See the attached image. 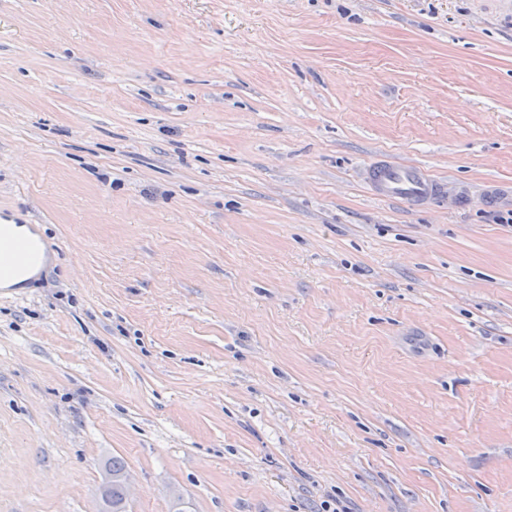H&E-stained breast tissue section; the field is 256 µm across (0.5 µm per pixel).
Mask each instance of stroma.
<instances>
[{
	"label": "stroma",
	"instance_id": "stroma-1",
	"mask_svg": "<svg viewBox=\"0 0 512 512\" xmlns=\"http://www.w3.org/2000/svg\"><path fill=\"white\" fill-rule=\"evenodd\" d=\"M472 187L412 211L378 155ZM503 0H0V512H512ZM110 474L112 475V482L107 486L105 485L101 491V499L107 495L110 506L107 510L110 512H126L127 505V488L120 481V477L126 475V466L119 458H112L109 466ZM105 507L100 512H105Z\"/></svg>",
	"mask_w": 512,
	"mask_h": 512
}]
</instances>
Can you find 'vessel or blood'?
Wrapping results in <instances>:
<instances>
[{
	"instance_id": "obj_1",
	"label": "vessel or blood",
	"mask_w": 512,
	"mask_h": 512,
	"mask_svg": "<svg viewBox=\"0 0 512 512\" xmlns=\"http://www.w3.org/2000/svg\"><path fill=\"white\" fill-rule=\"evenodd\" d=\"M363 181L375 198L400 201L416 209L446 196L452 197L458 205L469 197L465 186L437 180L419 166L403 164L387 156L364 167Z\"/></svg>"
}]
</instances>
